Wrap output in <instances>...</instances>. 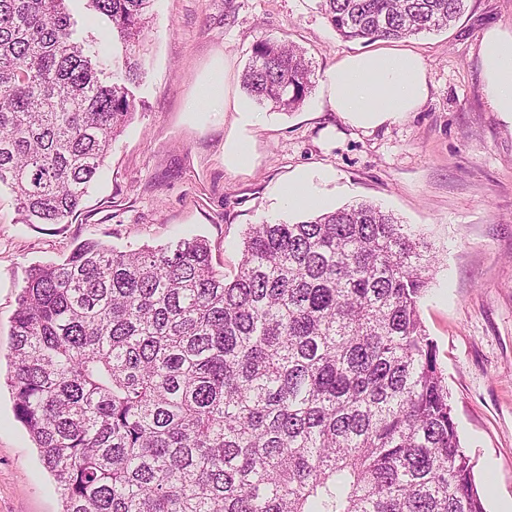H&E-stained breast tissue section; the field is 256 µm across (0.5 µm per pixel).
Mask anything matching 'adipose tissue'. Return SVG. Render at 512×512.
<instances>
[{"label": "adipose tissue", "mask_w": 512, "mask_h": 512, "mask_svg": "<svg viewBox=\"0 0 512 512\" xmlns=\"http://www.w3.org/2000/svg\"><path fill=\"white\" fill-rule=\"evenodd\" d=\"M486 100L492 111L512 120V34L491 30L480 43ZM328 103L355 126L374 127L419 109L429 95L425 64L405 50L345 55L326 74ZM327 171L304 170L278 195L293 211L318 210L326 203Z\"/></svg>", "instance_id": "ef3b65f1"}]
</instances>
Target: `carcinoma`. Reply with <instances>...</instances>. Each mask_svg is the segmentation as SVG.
<instances>
[{
	"instance_id": "cac0c4a2",
	"label": "carcinoma",
	"mask_w": 512,
	"mask_h": 512,
	"mask_svg": "<svg viewBox=\"0 0 512 512\" xmlns=\"http://www.w3.org/2000/svg\"><path fill=\"white\" fill-rule=\"evenodd\" d=\"M0 0V185L28 224L79 214L136 112L154 0ZM344 39L450 27L464 0H321ZM112 71L114 81L101 79ZM303 52L257 40L242 75L294 112ZM423 234L372 203L250 226L231 280L199 236L87 240L26 271L11 320L15 417L62 512H484L418 300ZM70 7L73 11L75 20H77V27L80 36L94 46L97 45L102 39L104 34L103 25L98 19L93 18L91 11L85 9L84 1H72Z\"/></svg>"
}]
</instances>
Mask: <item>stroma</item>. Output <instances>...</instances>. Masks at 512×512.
Here are the masks:
<instances>
[{"label":"stroma","mask_w":512,"mask_h":512,"mask_svg":"<svg viewBox=\"0 0 512 512\" xmlns=\"http://www.w3.org/2000/svg\"><path fill=\"white\" fill-rule=\"evenodd\" d=\"M512 31V0H465L448 30L366 43L341 38L320 0H155L145 34L137 110L68 224H27L0 185V512H61L53 477L17 421L8 384L11 318L26 270L96 239L117 249L160 247L183 234L208 240L212 263L233 278L253 224L296 222L279 187L302 168L335 172L332 208L371 202L420 230L436 256L418 302L437 347L460 442L474 462L486 512L512 498V123L490 111L479 41ZM274 37L312 63L300 108H257L250 167L224 162L235 113L205 111L199 88L214 67L229 93L253 44ZM389 48L424 60L430 96L416 112L364 128L344 122L322 89L347 53Z\"/></svg>","instance_id":"1"}]
</instances>
